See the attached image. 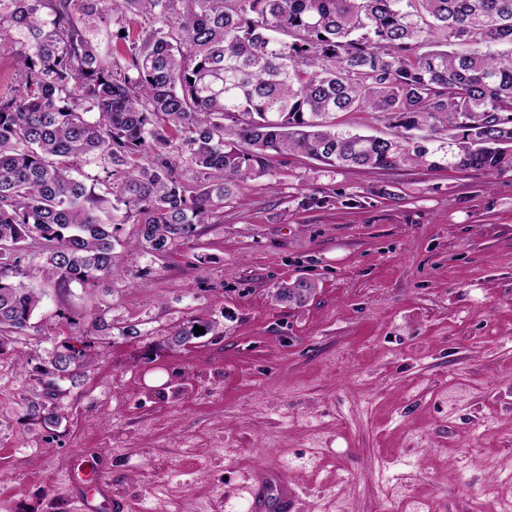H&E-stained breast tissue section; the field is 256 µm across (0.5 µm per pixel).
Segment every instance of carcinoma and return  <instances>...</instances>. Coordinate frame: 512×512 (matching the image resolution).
Wrapping results in <instances>:
<instances>
[{"label": "carcinoma", "instance_id": "cac0c4a2", "mask_svg": "<svg viewBox=\"0 0 512 512\" xmlns=\"http://www.w3.org/2000/svg\"><path fill=\"white\" fill-rule=\"evenodd\" d=\"M141 19L125 64L95 19ZM0 42L20 82L0 96V345L32 327L47 288L63 294L112 271L116 246L164 256L271 158L332 170L448 167L512 172V0H0ZM372 112L390 137L340 127ZM98 160L86 184L77 164ZM100 191H95V188ZM123 211L106 223L103 206ZM136 226L123 242L121 225ZM45 259L46 287L15 278ZM314 283L280 285L304 305ZM190 321L167 335L183 346ZM90 363L71 336L29 371L28 415L56 419V385Z\"/></svg>", "mask_w": 512, "mask_h": 512}]
</instances>
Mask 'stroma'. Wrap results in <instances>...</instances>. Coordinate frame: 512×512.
Wrapping results in <instances>:
<instances>
[{"label":"stroma","instance_id":"obj_1","mask_svg":"<svg viewBox=\"0 0 512 512\" xmlns=\"http://www.w3.org/2000/svg\"><path fill=\"white\" fill-rule=\"evenodd\" d=\"M164 257L48 293L0 351V512H75L66 472L97 457L124 512H245L279 461L293 512H497L512 498V174L331 172L274 158ZM304 279L306 305L275 288ZM107 309L140 335L91 332ZM219 333L172 346L183 323ZM72 334L92 363L60 419H30L22 358Z\"/></svg>","mask_w":512,"mask_h":512}]
</instances>
